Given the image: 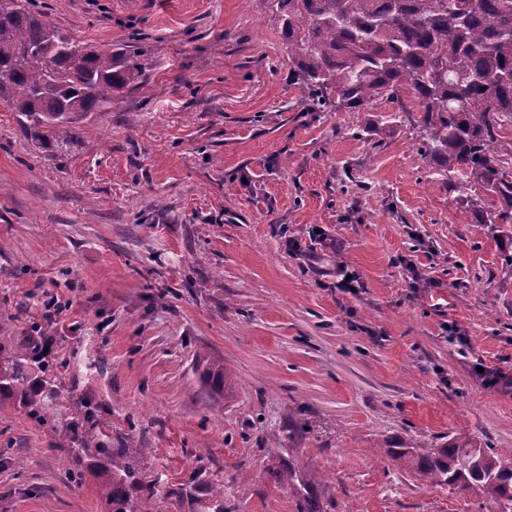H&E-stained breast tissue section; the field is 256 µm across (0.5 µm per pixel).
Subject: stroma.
<instances>
[{
    "label": "stroma",
    "mask_w": 512,
    "mask_h": 512,
    "mask_svg": "<svg viewBox=\"0 0 512 512\" xmlns=\"http://www.w3.org/2000/svg\"><path fill=\"white\" fill-rule=\"evenodd\" d=\"M36 5L152 65L61 150L0 104V318L47 327L60 419L91 402L156 512H298L290 464L324 512H486L380 454L512 451V272L413 98L305 111L276 0ZM53 442L0 407V512H107Z\"/></svg>",
    "instance_id": "1"
}]
</instances>
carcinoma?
Instances as JSON below:
<instances>
[{
    "label": "carcinoma",
    "mask_w": 512,
    "mask_h": 512,
    "mask_svg": "<svg viewBox=\"0 0 512 512\" xmlns=\"http://www.w3.org/2000/svg\"><path fill=\"white\" fill-rule=\"evenodd\" d=\"M277 8L306 110H361L411 94L422 158L460 192L475 223L496 234L502 267L512 270V143L500 135L512 126V0H278ZM147 72L132 43L82 46L35 0H0V103L45 144L68 145L78 120L115 109L146 84ZM43 343L15 338L0 320V402L48 425L72 476H93L112 512H152L150 498L129 493L138 449L110 448L88 403L84 418L58 420L68 392ZM385 454L434 485L474 490L487 512H512V457L455 439ZM284 479L298 512H319L309 480L291 468Z\"/></svg>",
    "instance_id": "cac0c4a2"
}]
</instances>
